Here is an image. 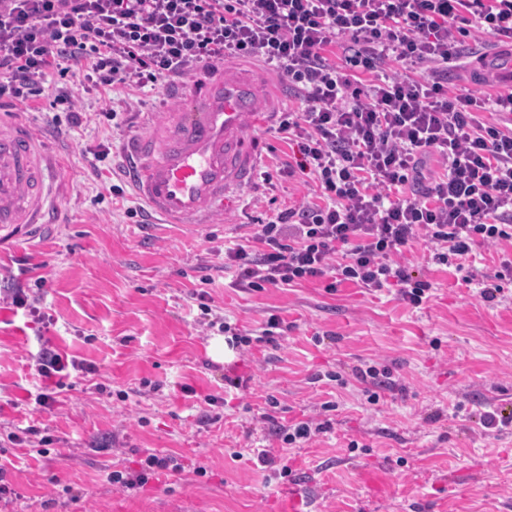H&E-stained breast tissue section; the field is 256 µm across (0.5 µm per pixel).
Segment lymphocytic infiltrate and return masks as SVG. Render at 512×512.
Listing matches in <instances>:
<instances>
[{
  "mask_svg": "<svg viewBox=\"0 0 512 512\" xmlns=\"http://www.w3.org/2000/svg\"><path fill=\"white\" fill-rule=\"evenodd\" d=\"M491 52L463 56L465 39ZM342 48L348 72L329 54ZM512 0H0V98L30 109L52 68L76 67L96 85L157 89L231 57L278 70L298 108L277 115L295 148L288 175L311 180V199L257 225L248 243L224 248V267L252 290L324 278L374 292L397 289L420 307L432 284L403 264L426 238L436 263L455 262L464 283L493 302L512 264L478 280L475 247L512 242V129L484 112H512ZM471 67V85L448 87V68ZM422 65V78L391 63ZM496 87L485 95L484 87ZM442 173L425 178L429 155ZM48 381L35 398L56 402L49 381L83 362L53 350L38 359ZM176 457L150 453L137 471H112L129 490Z\"/></svg>",
  "mask_w": 512,
  "mask_h": 512,
  "instance_id": "1",
  "label": "lymphocytic infiltrate"
}]
</instances>
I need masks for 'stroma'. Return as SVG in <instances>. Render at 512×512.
<instances>
[{
	"label": "stroma",
	"instance_id": "stroma-1",
	"mask_svg": "<svg viewBox=\"0 0 512 512\" xmlns=\"http://www.w3.org/2000/svg\"><path fill=\"white\" fill-rule=\"evenodd\" d=\"M57 85L71 104L44 96L23 117L50 141L61 220L0 253V433L33 426L54 442L41 455L0 443L15 493L0 512H512V422L488 429L480 420L512 412V284L485 302L422 240L408 257L434 287L417 308L393 290L331 291L322 279L235 287L225 241L311 192L276 173L291 148L255 127L271 182L203 227L140 224L128 215L140 206L133 192L110 190L120 151L142 132L141 113L160 116L175 102L50 71L44 87ZM106 107L127 114L125 132L99 120ZM103 145L111 152L101 162ZM17 288L37 298L45 320L12 305ZM202 292L213 315L254 343L225 345L199 308ZM272 314L287 330L259 342ZM47 345L94 371L38 411L35 359ZM371 367L392 381L375 402L359 376ZM230 376L241 386L227 385ZM210 396L220 405L208 406ZM307 419L325 430L288 449L291 473L257 461L253 448L274 443L270 424ZM151 450L174 455L181 471L135 491L111 483L112 471L138 468Z\"/></svg>",
	"mask_w": 512,
	"mask_h": 512
}]
</instances>
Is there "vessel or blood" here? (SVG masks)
Segmentation results:
<instances>
[{
    "instance_id": "vessel-or-blood-1",
    "label": "vessel or blood",
    "mask_w": 512,
    "mask_h": 512,
    "mask_svg": "<svg viewBox=\"0 0 512 512\" xmlns=\"http://www.w3.org/2000/svg\"><path fill=\"white\" fill-rule=\"evenodd\" d=\"M174 98L186 108L147 121L124 144V176L144 209L169 224H209L235 208L263 156L250 130L280 105L260 72H206ZM45 157L33 134L0 106V251L26 227L45 223L56 203L45 188Z\"/></svg>"
}]
</instances>
